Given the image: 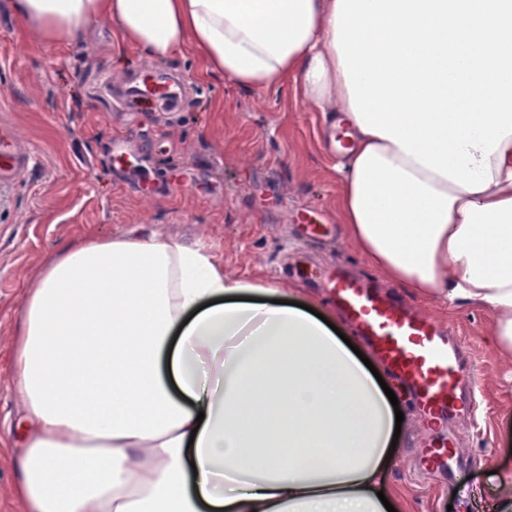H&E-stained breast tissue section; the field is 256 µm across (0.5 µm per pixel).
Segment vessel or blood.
<instances>
[{"instance_id":"1","label":"vessel or blood","mask_w":512,"mask_h":512,"mask_svg":"<svg viewBox=\"0 0 512 512\" xmlns=\"http://www.w3.org/2000/svg\"><path fill=\"white\" fill-rule=\"evenodd\" d=\"M180 81L155 70L140 74L125 101L145 106L180 104ZM32 163L9 128L0 129V187L11 185ZM336 306L366 336L385 365L412 388L417 407L434 422L461 411L464 340H450L429 320L410 314L364 279L336 270L328 279Z\"/></svg>"}]
</instances>
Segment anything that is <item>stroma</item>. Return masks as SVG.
I'll list each match as a JSON object with an SVG mask.
<instances>
[{
    "label": "stroma",
    "mask_w": 512,
    "mask_h": 512,
    "mask_svg": "<svg viewBox=\"0 0 512 512\" xmlns=\"http://www.w3.org/2000/svg\"><path fill=\"white\" fill-rule=\"evenodd\" d=\"M155 60L121 41L103 19L78 46L41 41L16 25L0 0V124L12 127L35 164L0 187V512H26L15 496L19 395L9 364L27 289L62 250L90 237L140 233L210 248L226 275L297 289L313 300L373 366L381 361L301 267L347 266L380 279L349 244L336 216L337 156L324 139L323 113L295 84L249 90L205 75L192 49L164 59L188 80L180 112H119L99 90L102 74L120 79ZM122 139L130 161L112 162ZM328 225L326 241L302 238L306 212ZM386 290L438 326L465 337L479 354L477 407L449 426L428 429L404 392V418L391 481L408 512H493L498 474L512 473V361L492 345L483 311L423 302ZM451 437L463 462L454 470L417 469L431 440Z\"/></svg>",
    "instance_id": "1"
}]
</instances>
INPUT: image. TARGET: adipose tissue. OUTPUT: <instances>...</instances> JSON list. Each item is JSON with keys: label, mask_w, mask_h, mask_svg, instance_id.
Listing matches in <instances>:
<instances>
[{"label": "adipose tissue", "mask_w": 512, "mask_h": 512, "mask_svg": "<svg viewBox=\"0 0 512 512\" xmlns=\"http://www.w3.org/2000/svg\"><path fill=\"white\" fill-rule=\"evenodd\" d=\"M336 0H11L20 29L74 44L93 22L158 59L192 48L205 73L305 103L350 105ZM469 192L357 132L336 164L355 249L423 301L492 317L512 357V134ZM210 249L95 237L29 288L13 347L27 512H406L388 485L391 403L319 319L270 305ZM262 303H255V296Z\"/></svg>", "instance_id": "adipose-tissue-1"}]
</instances>
